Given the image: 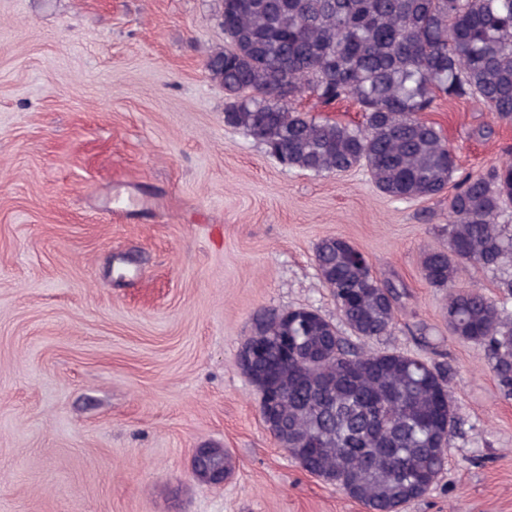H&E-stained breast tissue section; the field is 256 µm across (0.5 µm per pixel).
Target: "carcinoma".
Instances as JSON below:
<instances>
[{"instance_id":"cac0c4a2","label":"carcinoma","mask_w":512,"mask_h":512,"mask_svg":"<svg viewBox=\"0 0 512 512\" xmlns=\"http://www.w3.org/2000/svg\"><path fill=\"white\" fill-rule=\"evenodd\" d=\"M227 48L207 71L230 103L227 125L288 168L339 174L364 167L399 200L448 196V250L425 253L424 278L447 288L451 334L484 349L501 394L512 398V315L481 291L454 290L459 261L484 268L512 257L498 224L512 206V163L459 173L439 129L422 119L436 100L471 102L512 123V0H220ZM350 100L359 125L296 107L304 95ZM321 281L360 338L393 327L401 293L370 272L347 240L315 251ZM237 368L274 395L266 429L303 470L366 512L423 498L445 469L455 416L446 362L407 352L363 353L309 307L256 313ZM232 460L209 446L195 476L214 483Z\"/></svg>"}]
</instances>
